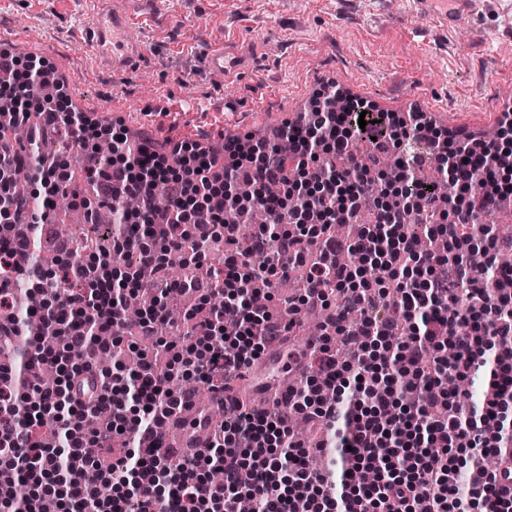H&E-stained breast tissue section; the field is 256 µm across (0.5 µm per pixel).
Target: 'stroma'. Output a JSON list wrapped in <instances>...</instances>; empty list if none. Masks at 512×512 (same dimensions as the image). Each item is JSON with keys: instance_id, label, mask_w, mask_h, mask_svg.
Wrapping results in <instances>:
<instances>
[{"instance_id": "35a3bbf8", "label": "stroma", "mask_w": 512, "mask_h": 512, "mask_svg": "<svg viewBox=\"0 0 512 512\" xmlns=\"http://www.w3.org/2000/svg\"><path fill=\"white\" fill-rule=\"evenodd\" d=\"M147 46L140 69L112 75L90 67L80 41L84 0H0V40L44 44L48 63L96 119L152 117V136H203L224 154L226 135L256 133L289 118V100L323 83L357 90L390 107L410 96L435 107L437 126L497 128L499 101L512 92V0H484L471 24L445 31L411 20L399 0H136ZM226 37L256 69L223 77L202 72L199 55Z\"/></svg>"}]
</instances>
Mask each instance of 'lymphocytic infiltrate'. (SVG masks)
<instances>
[{
	"label": "lymphocytic infiltrate",
	"mask_w": 512,
	"mask_h": 512,
	"mask_svg": "<svg viewBox=\"0 0 512 512\" xmlns=\"http://www.w3.org/2000/svg\"><path fill=\"white\" fill-rule=\"evenodd\" d=\"M54 81L53 68L33 57L9 56L0 70V88L18 102L0 119V349L21 339L30 347L23 366L0 367V474L8 486L0 512H41L42 496L16 493L36 481L64 484L70 512H237L244 493L255 512H512V480L493 468L482 481L468 479L473 452L512 447V269L497 263L492 226L477 221L512 196L499 182L512 170V145L448 134L428 113L384 112L363 99L338 110L323 94L304 125H283L289 151L235 136L219 164L184 140L147 153L122 125L92 122L70 111L66 96L43 95ZM61 135L78 154L98 141L112 145L86 184L75 182L68 161L37 163L40 142ZM369 139L375 151L357 157L355 142ZM392 147L400 184L417 194L387 198L353 241L335 239L328 225L351 221L361 202L382 193L381 155ZM337 158L347 167H335ZM425 167L442 171L447 197L416 181ZM241 182L249 198L234 193ZM59 191L81 202L90 225L98 211L86 192L110 202L124 230L108 250L86 257L62 243V260L47 273L34 245ZM129 199L137 203L131 213L123 209ZM257 209L266 224L239 244L238 224ZM229 210L237 224L225 222ZM427 238L447 239V252L425 249ZM216 239L225 246L220 268L205 261ZM351 250L361 265L342 263ZM175 261L185 269L177 279L169 271ZM477 263L490 284L471 286ZM298 269L305 288L287 300V321L275 320L266 306L274 280ZM20 280L41 297L28 315L14 287ZM139 290L152 292L154 303L136 334L169 354L166 371L147 354L130 379L103 371L95 382L81 380L100 350L93 335L110 334L120 352L122 297ZM186 292L199 302L184 319L205 347L177 353L166 339L168 300ZM315 305L327 323L308 343L303 388L284 403L324 427L316 448L294 436L287 413L235 398L213 425L209 448L178 458L162 450L152 424L181 406L185 391L175 378L229 387ZM391 306L411 328L408 339L396 336ZM353 311L360 319L351 326ZM31 317L44 335L29 336ZM334 335L347 358L332 350ZM48 364L60 371L52 385L41 378ZM482 368L487 398L466 404L449 391V378ZM84 466L98 468L102 484L122 487L121 496L100 495L83 481ZM215 466L224 471L219 484L209 477Z\"/></svg>",
	"instance_id": "f902f5d3"
}]
</instances>
